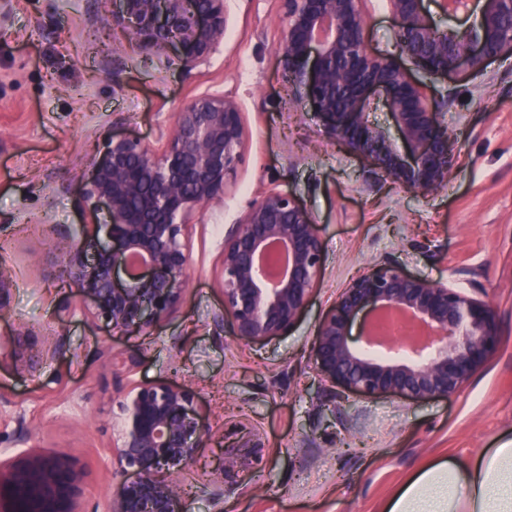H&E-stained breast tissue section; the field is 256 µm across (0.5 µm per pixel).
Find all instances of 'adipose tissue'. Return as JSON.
<instances>
[{"label": "adipose tissue", "mask_w": 512, "mask_h": 512, "mask_svg": "<svg viewBox=\"0 0 512 512\" xmlns=\"http://www.w3.org/2000/svg\"><path fill=\"white\" fill-rule=\"evenodd\" d=\"M385 512H512V448L479 464L455 459L424 468L385 505Z\"/></svg>", "instance_id": "obj_1"}]
</instances>
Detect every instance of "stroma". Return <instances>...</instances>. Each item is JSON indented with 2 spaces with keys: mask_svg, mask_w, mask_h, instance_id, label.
I'll return each instance as SVG.
<instances>
[{
  "mask_svg": "<svg viewBox=\"0 0 512 512\" xmlns=\"http://www.w3.org/2000/svg\"><path fill=\"white\" fill-rule=\"evenodd\" d=\"M109 0H0V272L13 286L0 321V460L66 452L82 473L80 512H110L120 466V404L132 384L187 386L211 437L171 475L183 512H382L414 474L453 456L477 463L512 445V54L484 76L426 81L447 98L461 153L454 176L421 196L370 173L289 100L277 64L281 0H229L224 42L184 71L132 50L98 22ZM368 48L397 52L395 22L371 0ZM224 92L244 118L243 162L224 203L195 212L193 271L172 311L149 326L94 321L56 246L91 215L81 187L114 134L154 141L190 96ZM293 194L324 241L316 289L285 336H235L217 264L223 229L265 192ZM430 281L479 276L503 346L448 400L365 397L332 388L311 346L337 294L383 258ZM70 313H62V306ZM23 354H15V347ZM237 456L224 471V457Z\"/></svg>",
  "mask_w": 512,
  "mask_h": 512,
  "instance_id": "obj_1",
  "label": "stroma"
}]
</instances>
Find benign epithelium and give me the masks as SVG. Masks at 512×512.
<instances>
[{"mask_svg": "<svg viewBox=\"0 0 512 512\" xmlns=\"http://www.w3.org/2000/svg\"><path fill=\"white\" fill-rule=\"evenodd\" d=\"M112 26L137 51L176 53L190 71L208 62L228 26L227 0H109ZM279 66L295 102L320 116L333 143L369 159L374 172L423 196L447 185L458 164L456 139L432 100L408 72L409 61L431 79L487 65L512 52V0H483L466 28L441 32L424 0H385L398 23L399 56L367 48L368 0H281ZM443 11L473 13L472 0H440ZM385 94L395 132L372 123L370 97ZM243 117L235 98L202 92L181 104L156 143L114 135L82 189L98 232L58 243L61 261L91 315L112 331L166 316L188 285L192 265L184 218L221 206L243 161ZM324 243L308 210L290 193L270 191L250 204L224 236L218 279L224 313L237 335L263 341L301 319L321 270ZM10 277L0 273V318L10 315ZM369 315L357 345L352 324ZM401 319L413 337L384 336L375 324ZM497 307L476 282L458 288L430 282L386 259L353 278L336 296L312 344L325 381L365 396L448 399L500 352ZM120 465L135 474L112 491V512H180L168 473L191 464L210 429L184 386H134L121 404ZM81 473L64 452H33L0 461V512H79Z\"/></svg>", "mask_w": 512, "mask_h": 512, "instance_id": "obj_1", "label": "benign epithelium"}]
</instances>
